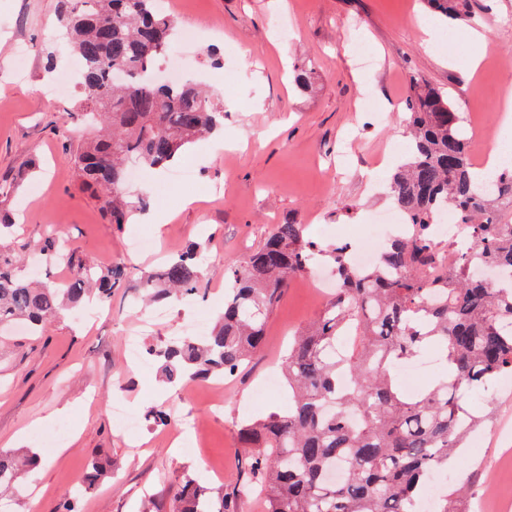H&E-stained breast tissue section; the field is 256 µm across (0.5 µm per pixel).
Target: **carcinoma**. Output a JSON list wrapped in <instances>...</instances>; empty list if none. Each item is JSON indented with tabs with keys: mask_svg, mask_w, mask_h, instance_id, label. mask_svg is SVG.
Here are the masks:
<instances>
[{
	"mask_svg": "<svg viewBox=\"0 0 512 512\" xmlns=\"http://www.w3.org/2000/svg\"><path fill=\"white\" fill-rule=\"evenodd\" d=\"M424 4L443 20L467 23L488 11L479 0ZM59 14L60 48L78 63L79 107L105 129L76 150L73 163L80 186L98 195L119 227L144 204L126 195L127 164L168 166L199 136L220 129L224 112L190 78L171 84L150 76L174 28L159 0H59ZM411 84V151L388 183L409 229L388 240L378 264L358 270L350 244L315 241L295 221L277 224L230 270L224 312L206 336L149 350L169 384L232 378L261 346L266 318L291 279L321 262L336 270V293L288 344V409L241 423L252 454L239 484L213 488L184 473L173 512H242L257 489L265 512H416L430 474L448 470L468 436L489 421L468 397L512 373V170L480 177L448 95L416 77ZM442 209L475 244L451 263L432 235ZM42 252L49 264L67 263L75 278L33 281L0 262V325L23 319L35 334L87 298L111 306L121 268L98 271L53 240ZM208 267L207 249L195 246L145 275L140 293L153 302L203 296ZM426 349L447 375L407 393L394 366ZM342 371L354 375V387H338ZM32 467L27 456H0V497ZM434 512H466L465 490L443 493Z\"/></svg>",
	"mask_w": 512,
	"mask_h": 512,
	"instance_id": "carcinoma-1",
	"label": "carcinoma"
}]
</instances>
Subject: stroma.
Returning a JSON list of instances; mask_svg holds the SVG:
<instances>
[{
    "label": "stroma",
    "instance_id": "1",
    "mask_svg": "<svg viewBox=\"0 0 512 512\" xmlns=\"http://www.w3.org/2000/svg\"><path fill=\"white\" fill-rule=\"evenodd\" d=\"M58 0H0V182L12 184L0 211L20 215L16 234L0 237V256L18 274L52 235L66 238L89 265L123 267L124 288L98 320L65 313L36 336L14 328L0 334V452L41 450L42 439L67 429L66 439L24 474L12 512H137L151 497L154 512H171L173 481L188 471L209 485H234L248 455L240 441L244 419L283 410L287 389L261 392L269 373L279 371L295 330L312 322L326 301L315 288L292 281L270 313L262 347L223 393L206 382L171 386L156 363L137 370L127 362L125 338L139 329L135 305L140 279L162 259L205 243L212 265L204 285L208 296L170 304L143 346L174 338L183 323L213 321L224 307V269L262 244L275 225L296 220L311 237L353 239L364 224L392 210L386 183L408 143L399 119L418 77L447 93L462 117L482 115L501 126V100L512 86V0H489L479 27L446 23L421 0H164L175 20H191L198 30V64L193 75L220 99L224 135L233 150H210L207 140L188 146L176 166L193 167L194 184L180 186L168 173L140 170L128 183L131 196L147 198V209L164 212L167 224L146 220L110 224L95 194L79 184L72 155L89 133L74 118L77 95L46 100L42 87L72 56L54 43L60 22ZM359 21L356 43L343 24ZM439 38L422 43L421 23ZM480 32L488 52L473 77H466L472 32ZM24 45L23 61L14 58ZM376 58L373 71L357 69L354 46ZM22 64L26 78L4 72ZM155 238L162 254L127 248L135 233ZM221 410H211L216 396ZM121 402L145 415L154 404L172 411L168 426L145 424L129 436L112 406ZM473 407L491 421L477 430L480 452L461 451L448 464L454 484L465 485L469 503L512 489V472L493 478L504 449L512 448V385L495 382L474 394ZM204 426L192 445L184 416ZM178 456H171V444ZM107 472L91 491L79 482L91 459Z\"/></svg>",
    "mask_w": 512,
    "mask_h": 512
}]
</instances>
